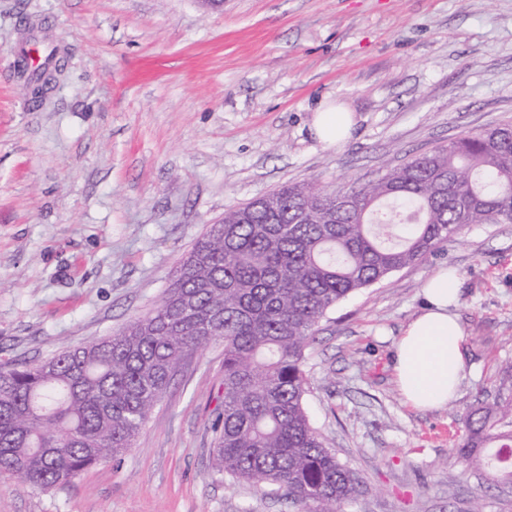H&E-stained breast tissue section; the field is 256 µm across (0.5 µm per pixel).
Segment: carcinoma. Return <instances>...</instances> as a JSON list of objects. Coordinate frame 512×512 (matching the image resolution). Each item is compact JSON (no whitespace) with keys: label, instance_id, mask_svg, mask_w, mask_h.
<instances>
[{"label":"carcinoma","instance_id":"cac0c4a2","mask_svg":"<svg viewBox=\"0 0 512 512\" xmlns=\"http://www.w3.org/2000/svg\"><path fill=\"white\" fill-rule=\"evenodd\" d=\"M224 211L121 331L33 363L0 366V473L32 489L73 483L114 461L186 359L224 342L218 472L309 512H338L360 487L303 405L304 349L337 303L414 265L476 224H512V125L467 133L361 189L317 180ZM469 410L449 453L512 483V364Z\"/></svg>","mask_w":512,"mask_h":512}]
</instances>
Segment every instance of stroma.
Instances as JSON below:
<instances>
[{
    "instance_id": "1",
    "label": "stroma",
    "mask_w": 512,
    "mask_h": 512,
    "mask_svg": "<svg viewBox=\"0 0 512 512\" xmlns=\"http://www.w3.org/2000/svg\"><path fill=\"white\" fill-rule=\"evenodd\" d=\"M68 66L40 111L14 70L25 21ZM333 102L355 119L311 133ZM512 123V0H0V365L118 331L154 308L225 210L285 183L360 188ZM459 275L465 375L407 406L395 344L422 288ZM512 362V224H478L336 305L305 350L304 406L360 478L339 512H512V487L449 456ZM224 344L188 359L132 447L72 485L0 474V512H304L214 467ZM355 121L351 112H342L336 105L324 103L315 113L314 136L327 146H336L352 137Z\"/></svg>"
}]
</instances>
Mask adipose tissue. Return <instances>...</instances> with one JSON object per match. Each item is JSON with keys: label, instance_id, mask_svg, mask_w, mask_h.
Segmentation results:
<instances>
[{"label": "adipose tissue", "instance_id": "adipose-tissue-1", "mask_svg": "<svg viewBox=\"0 0 512 512\" xmlns=\"http://www.w3.org/2000/svg\"><path fill=\"white\" fill-rule=\"evenodd\" d=\"M352 113L326 103L319 107L312 124L314 136L328 146L352 137ZM458 292V278L440 272L423 288L422 312L396 343V372L406 402L420 410L437 409L453 397L464 371L461 353L463 328L449 307Z\"/></svg>", "mask_w": 512, "mask_h": 512}]
</instances>
